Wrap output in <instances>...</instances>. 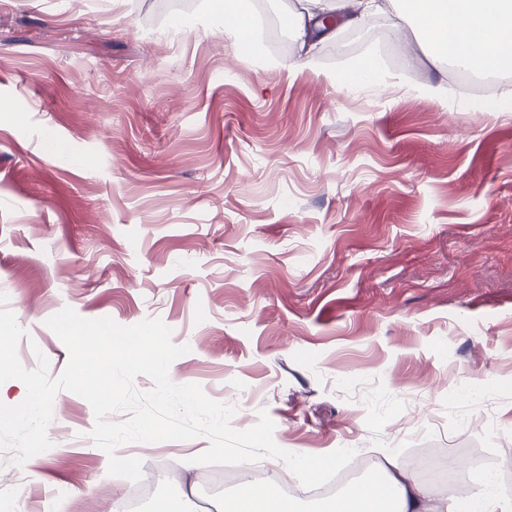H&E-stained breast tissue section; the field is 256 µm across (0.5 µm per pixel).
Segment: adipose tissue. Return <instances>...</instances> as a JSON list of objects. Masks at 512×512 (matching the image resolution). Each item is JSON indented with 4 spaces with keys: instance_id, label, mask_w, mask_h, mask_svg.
<instances>
[{
    "instance_id": "adipose-tissue-1",
    "label": "adipose tissue",
    "mask_w": 512,
    "mask_h": 512,
    "mask_svg": "<svg viewBox=\"0 0 512 512\" xmlns=\"http://www.w3.org/2000/svg\"><path fill=\"white\" fill-rule=\"evenodd\" d=\"M358 27L376 14L415 22L432 60L466 66L479 74L512 70V0H298L291 27L302 52L330 30L324 14ZM224 512H292L273 486L247 482L224 501ZM327 512H512L492 484L469 498H434L429 487L407 480L394 457L380 474L330 501Z\"/></svg>"
}]
</instances>
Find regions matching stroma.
<instances>
[{"label":"stroma","mask_w":512,"mask_h":512,"mask_svg":"<svg viewBox=\"0 0 512 512\" xmlns=\"http://www.w3.org/2000/svg\"><path fill=\"white\" fill-rule=\"evenodd\" d=\"M220 0L158 21L161 0H0V294L28 332L19 358L64 344L63 307L123 326L161 319L189 345L176 377L259 410L301 454L358 448L378 472L418 448L469 460L512 449V111L417 97L458 86L410 30L388 43L401 85H351V51L295 39L256 55L293 0ZM484 391L483 404L465 390ZM36 467L0 456L12 512H113L130 486L59 392ZM203 439L124 445L159 470ZM208 465L143 500L223 512ZM94 484L90 496L79 487Z\"/></svg>","instance_id":"obj_1"}]
</instances>
